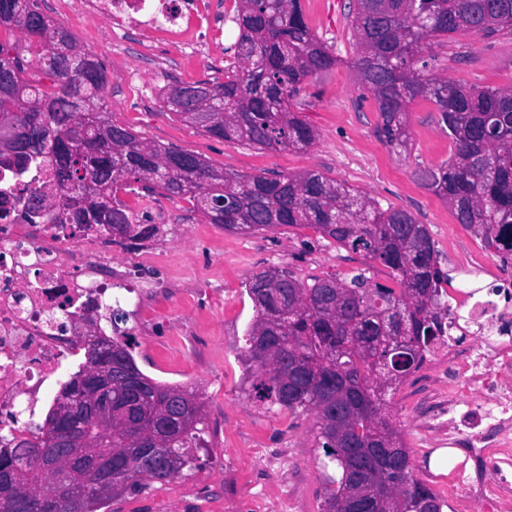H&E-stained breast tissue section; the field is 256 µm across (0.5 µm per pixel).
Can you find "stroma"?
Segmentation results:
<instances>
[{"label": "stroma", "mask_w": 512, "mask_h": 512, "mask_svg": "<svg viewBox=\"0 0 512 512\" xmlns=\"http://www.w3.org/2000/svg\"><path fill=\"white\" fill-rule=\"evenodd\" d=\"M348 4L301 0L309 27L338 58L334 67L308 77L290 101L291 110L317 131V140L300 151H259L205 135L177 119L160 100L164 88L223 77L239 34L231 18H223L191 54L166 44L157 33L109 26L86 10L84 0H39L46 16L102 62L104 98L113 123L129 127L146 142L201 155L213 168L230 173L274 177L318 171L369 193L382 207L407 210L426 225L448 274L475 259L487 261L495 277L512 278V264L503 265L423 185L421 171L438 167L454 151L434 104L418 99L409 105L408 152L376 138L378 109L358 80L362 50L352 36ZM429 53L440 77L468 88L512 87V36L454 34L433 41ZM154 205L164 211L172 229L149 239L161 252L151 272L161 287L146 299L142 321L132 333V352L139 368L156 380L196 386L203 402L204 442L187 475L113 499L105 512H262L273 498L283 499L285 512H322V451L314 439L315 415L273 414L248 395L245 333L254 310L245 283L276 267L303 282L343 279L364 270L373 282L391 287L393 272L311 229L230 232L207 223L193 203L159 194L134 205L136 223H153ZM445 375L438 364L424 365L387 397L383 408L411 452L416 477L442 495L448 492V474L430 469L428 458L443 443L426 432L428 412L420 398L430 389L444 391Z\"/></svg>", "instance_id": "stroma-1"}]
</instances>
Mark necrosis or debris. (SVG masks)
<instances>
[{
  "mask_svg": "<svg viewBox=\"0 0 512 512\" xmlns=\"http://www.w3.org/2000/svg\"><path fill=\"white\" fill-rule=\"evenodd\" d=\"M105 19H155L176 39L183 27H211L209 0H97ZM61 187L51 166L18 175L0 166V447L30 438L45 404L67 373L81 371L90 337L106 335L112 309L135 293L141 269L115 260L129 251L126 237L98 224L60 223L56 210L33 209ZM451 331L436 349L447 360L448 395L435 398L437 430L463 444V461L448 478V506L466 503L483 512H512V287L466 291L448 309ZM479 331L467 343L461 325Z\"/></svg>",
  "mask_w": 512,
  "mask_h": 512,
  "instance_id": "necrosis-or-debris-1",
  "label": "necrosis or debris"
}]
</instances>
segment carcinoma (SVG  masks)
Segmentation results:
<instances>
[{"instance_id": "carcinoma-1", "label": "carcinoma", "mask_w": 512, "mask_h": 512, "mask_svg": "<svg viewBox=\"0 0 512 512\" xmlns=\"http://www.w3.org/2000/svg\"><path fill=\"white\" fill-rule=\"evenodd\" d=\"M239 65L224 79L168 88L162 103L182 122L208 136L257 150L304 149L316 132L289 108L309 76L337 63L332 48L308 27L300 0H235ZM352 36L362 49L361 84L377 104V138L391 148L411 145L407 107L432 102L454 144L452 156L422 171L424 186L453 210L457 223L501 260L512 259V88H466L425 75L421 54L433 38L462 33L512 35V0H352ZM17 28L42 47L39 62L60 86L46 94L24 78L11 48L0 43V119L14 127L21 148L0 149V163L19 171L49 162L63 187L53 201L74 224H106L133 239L155 227L132 222L131 208L112 195L130 183L149 193L190 199L210 224L251 233L273 227L309 228L322 238L396 274L397 288L373 284L365 273L304 283L283 270L253 275L246 291L255 316L247 328L251 388L267 410L311 411L315 441L334 465L325 475L324 512H342L356 489L372 499V512H443L446 502L413 471L399 430L380 409L382 396L414 372L443 333L448 273L439 266L425 225L405 210L383 208L373 197L317 171L268 178L214 169L193 152L151 144L109 119L101 63L71 34L39 10L38 0H0V28ZM282 278L275 294L261 281ZM112 347V404L125 405L127 372L141 381L144 408L107 424L72 402L69 434L77 448L112 456V483L95 485L94 461L67 474L59 492L48 470L58 435L50 428L62 396L85 374L66 382L53 400L39 440L0 450V470L26 462L20 485L0 484V512H12L11 494L43 512L39 499L60 497L57 512H98L114 497L139 494L156 481L194 468L204 433L202 402L190 387L165 384L137 365L130 344L91 339L87 357ZM384 442L391 458L364 449Z\"/></svg>"}]
</instances>
